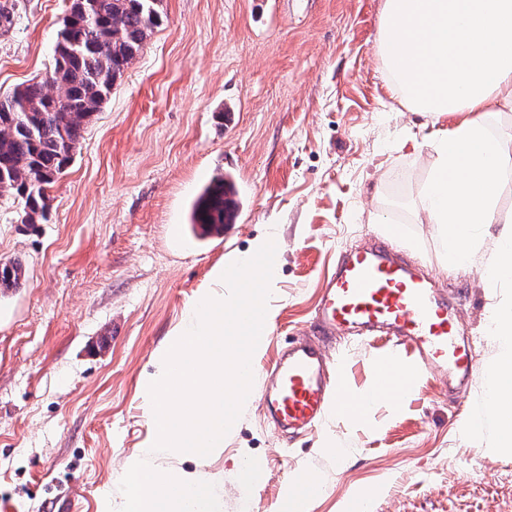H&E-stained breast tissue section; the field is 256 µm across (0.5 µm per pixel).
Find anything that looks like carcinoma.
<instances>
[{
  "label": "carcinoma",
  "instance_id": "1",
  "mask_svg": "<svg viewBox=\"0 0 512 512\" xmlns=\"http://www.w3.org/2000/svg\"><path fill=\"white\" fill-rule=\"evenodd\" d=\"M165 17L163 0H71L45 78L0 96V195L24 200L25 224L46 219L48 191L67 166L91 116ZM232 182L214 177L192 205L190 223L203 233L235 223L227 213ZM18 263L0 264V285L19 284Z\"/></svg>",
  "mask_w": 512,
  "mask_h": 512
}]
</instances>
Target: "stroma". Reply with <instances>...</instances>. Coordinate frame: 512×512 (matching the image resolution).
<instances>
[{
    "instance_id": "obj_1",
    "label": "stroma",
    "mask_w": 512,
    "mask_h": 512,
    "mask_svg": "<svg viewBox=\"0 0 512 512\" xmlns=\"http://www.w3.org/2000/svg\"><path fill=\"white\" fill-rule=\"evenodd\" d=\"M0 30V95L48 70L69 0H13ZM385 0H164L166 17L86 126L49 191L46 221L23 223L0 197V512H100L112 476L149 444L143 380L188 306L215 291L211 269L276 225L271 334L258 382L209 457L158 456L173 473L223 476L224 512H297L288 482L314 473L304 512H512V447H499L488 378L503 351L494 308L512 288L487 268L498 225L463 268L442 227L416 219L432 140L455 118L408 111L377 53ZM231 176L241 217L199 237L192 204ZM403 235L392 238V225ZM392 239L452 304L477 372L468 387L422 372L410 397L384 395L363 419L330 417L296 434L269 419L263 378L289 343L344 364L353 393L373 385L359 330L323 336L315 315L340 255ZM345 449L337 459L336 449ZM266 467L242 486L245 461Z\"/></svg>"
}]
</instances>
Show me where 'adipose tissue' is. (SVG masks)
Returning <instances> with one entry per match:
<instances>
[{
    "instance_id": "adipose-tissue-1",
    "label": "adipose tissue",
    "mask_w": 512,
    "mask_h": 512,
    "mask_svg": "<svg viewBox=\"0 0 512 512\" xmlns=\"http://www.w3.org/2000/svg\"><path fill=\"white\" fill-rule=\"evenodd\" d=\"M379 29L378 53L405 107L457 117L434 146L417 207L422 223L442 225L450 260L467 265L483 227L499 221L494 205L512 166V130L489 125L512 109V0H385ZM490 393L499 442L511 447L512 351Z\"/></svg>"
}]
</instances>
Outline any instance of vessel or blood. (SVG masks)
<instances>
[{"instance_id":"obj_1","label":"vessel or blood","mask_w":512,"mask_h":512,"mask_svg":"<svg viewBox=\"0 0 512 512\" xmlns=\"http://www.w3.org/2000/svg\"><path fill=\"white\" fill-rule=\"evenodd\" d=\"M319 324L332 332L359 327L367 332L392 331L396 345L411 348L416 364H397L394 352L384 350L374 359L376 389L366 391L375 402L379 389L397 397L414 393L421 370L438 367L470 380L475 372L468 347L457 338V326L448 302L439 299L427 279L391 247L373 244L343 255L329 279L318 311ZM349 383L344 371L329 367L311 345L289 349L265 388L270 415L282 425L305 430L322 424L341 404Z\"/></svg>"}]
</instances>
